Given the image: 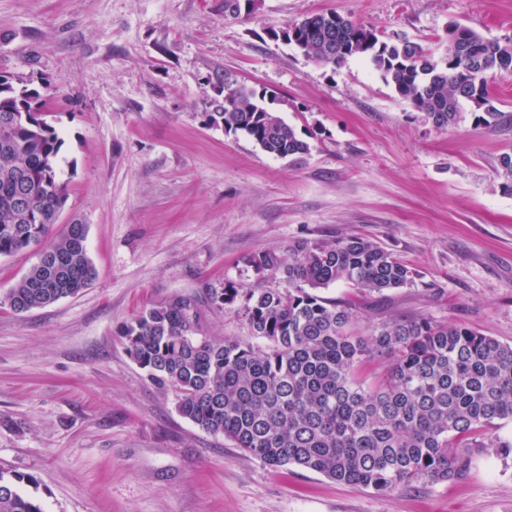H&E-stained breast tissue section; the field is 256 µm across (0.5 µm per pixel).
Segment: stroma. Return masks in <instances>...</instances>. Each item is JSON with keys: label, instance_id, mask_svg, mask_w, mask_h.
Segmentation results:
<instances>
[{"label": "stroma", "instance_id": "stroma-1", "mask_svg": "<svg viewBox=\"0 0 512 512\" xmlns=\"http://www.w3.org/2000/svg\"><path fill=\"white\" fill-rule=\"evenodd\" d=\"M333 11L435 58L462 23L512 43V0H0V74L39 93L63 144L59 224L87 226L92 284L26 313L6 301L37 263L0 257V469L29 474L44 512H512V457L384 494L294 465L271 467L181 417L118 329L143 309L231 285L205 335L252 336L244 296L280 287L247 263L301 240L362 237L414 273L412 286L319 296L349 305L354 333L391 319L464 325L512 345V122L472 105L425 121L360 57L330 67L269 33ZM275 94L309 143L270 155L209 124L218 75Z\"/></svg>", "mask_w": 512, "mask_h": 512}]
</instances>
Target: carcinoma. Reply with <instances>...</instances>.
I'll return each instance as SVG.
<instances>
[{
	"label": "carcinoma",
	"instance_id": "obj_1",
	"mask_svg": "<svg viewBox=\"0 0 512 512\" xmlns=\"http://www.w3.org/2000/svg\"><path fill=\"white\" fill-rule=\"evenodd\" d=\"M289 44L303 56L339 66L366 59L397 95L438 128L457 123L463 103L495 127L506 115L493 104L487 74L512 73V45L454 24L459 50L435 59L408 40L387 42L373 28L334 12L291 25ZM489 63L473 76V64ZM228 97L208 102V121L240 132L266 153L288 158L309 145L266 104L267 94L223 80ZM37 94L19 75H0V256L45 239L38 262L9 289L18 313L77 295L95 276L86 225L56 222L67 195L57 178L61 139L32 106ZM248 263L282 275L283 288L246 295L252 336L265 346L203 334V301L177 295L141 311L120 329L130 357L176 409L203 431L222 435L270 466L297 465L376 493L399 485L458 479L476 457L512 455V346L466 326L427 318L391 320L368 336L352 331L343 304L316 293L338 282L368 291L404 288L414 273L362 238L297 241L261 251ZM383 358V379L365 387L355 368ZM32 476L0 470V512H43L19 489Z\"/></svg>",
	"mask_w": 512,
	"mask_h": 512
}]
</instances>
